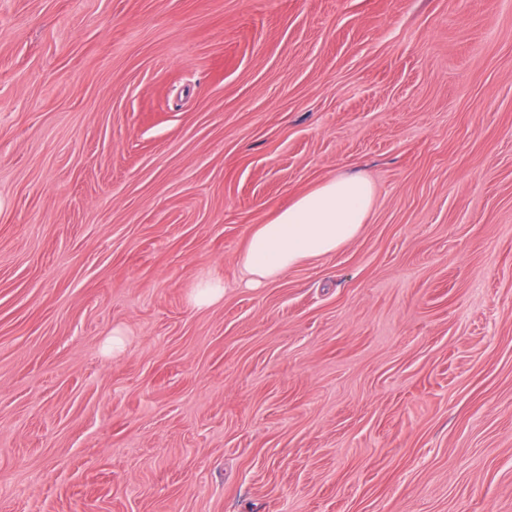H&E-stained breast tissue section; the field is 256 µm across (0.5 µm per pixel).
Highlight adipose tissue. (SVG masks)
<instances>
[{"label":"adipose tissue","instance_id":"ef3b65f1","mask_svg":"<svg viewBox=\"0 0 512 512\" xmlns=\"http://www.w3.org/2000/svg\"><path fill=\"white\" fill-rule=\"evenodd\" d=\"M374 200L358 176H336L255 225L238 262L245 287L262 288L303 262L336 253L361 232Z\"/></svg>","mask_w":512,"mask_h":512}]
</instances>
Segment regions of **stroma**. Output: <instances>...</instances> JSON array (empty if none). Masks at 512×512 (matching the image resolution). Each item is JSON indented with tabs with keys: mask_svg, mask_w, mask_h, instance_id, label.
I'll return each mask as SVG.
<instances>
[{
	"mask_svg": "<svg viewBox=\"0 0 512 512\" xmlns=\"http://www.w3.org/2000/svg\"><path fill=\"white\" fill-rule=\"evenodd\" d=\"M0 512H512V0H0ZM372 185L358 176H336L297 196L265 224L255 225L239 255L247 288H263L303 262L336 253L366 224ZM224 299V280L207 275L198 280L191 294L192 304L199 309L211 307Z\"/></svg>",
	"mask_w": 512,
	"mask_h": 512,
	"instance_id": "obj_1",
	"label": "stroma"
}]
</instances>
